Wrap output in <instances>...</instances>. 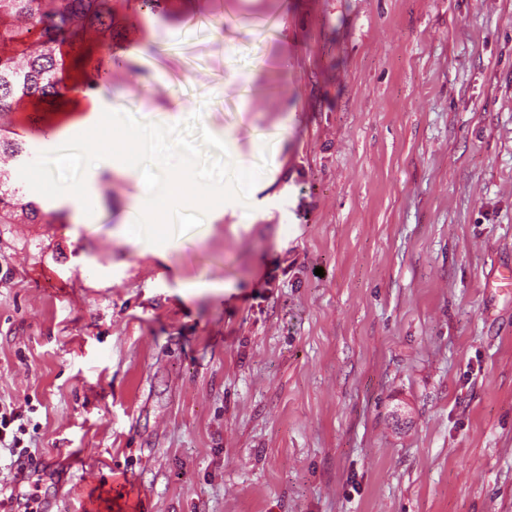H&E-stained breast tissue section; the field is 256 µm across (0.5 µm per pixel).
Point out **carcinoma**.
Listing matches in <instances>:
<instances>
[{
    "label": "carcinoma",
    "mask_w": 512,
    "mask_h": 512,
    "mask_svg": "<svg viewBox=\"0 0 512 512\" xmlns=\"http://www.w3.org/2000/svg\"><path fill=\"white\" fill-rule=\"evenodd\" d=\"M112 29L110 0H0V117L26 98L62 111L65 94L57 72L63 48L84 90L96 91L103 76L94 36ZM26 154L17 130L0 124V161L15 165ZM65 215L25 200L24 187L10 183V176L0 179V224H54Z\"/></svg>",
    "instance_id": "obj_1"
}]
</instances>
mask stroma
<instances>
[{"label": "stroma", "instance_id": "1", "mask_svg": "<svg viewBox=\"0 0 512 512\" xmlns=\"http://www.w3.org/2000/svg\"><path fill=\"white\" fill-rule=\"evenodd\" d=\"M111 6L103 111L274 180L163 254L108 173L92 224H0V512H512V0ZM19 418V415H15L14 412L9 413V417H7L6 412L2 413L0 412V446L4 448H11V454L14 457L17 455V459L11 462L12 464L16 462H20V459L27 453L26 448L23 447L22 450L16 451L18 448H20L21 439L17 436V432L12 433V439L7 443L6 437H7V429L9 428L10 424L13 423L16 419Z\"/></svg>", "mask_w": 512, "mask_h": 512}]
</instances>
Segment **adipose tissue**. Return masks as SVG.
Here are the masks:
<instances>
[{"label": "adipose tissue", "instance_id": "obj_1", "mask_svg": "<svg viewBox=\"0 0 512 512\" xmlns=\"http://www.w3.org/2000/svg\"><path fill=\"white\" fill-rule=\"evenodd\" d=\"M81 111L80 120L68 123L57 131V139H74L85 133L93 144L96 160L84 170L79 185L73 186L50 178L47 172L33 175L40 193L55 196L65 202L70 210V221L86 224L99 210L101 194L97 180L101 172L116 169L132 181L138 182L139 193L134 198V207L120 233L133 242H149L157 251L164 252L174 244V227L160 223L161 215H174L181 208H190L199 202L213 205L214 217H222L233 199L235 189L252 191L266 185V172L246 165L239 157L233 141L224 143V167L217 172L199 170L192 153L170 148L166 142L153 135L147 127H132L126 115L103 112L98 96L90 95L77 99ZM124 131L139 137L144 144L163 160L164 165L180 181L177 194H169L160 186L142 182L139 160L135 152L120 149L113 137L114 132Z\"/></svg>", "mask_w": 512, "mask_h": 512}]
</instances>
